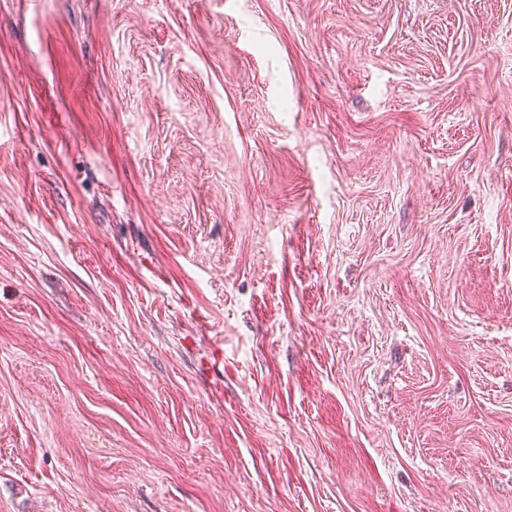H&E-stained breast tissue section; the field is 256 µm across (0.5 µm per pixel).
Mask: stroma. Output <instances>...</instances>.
<instances>
[{
    "instance_id": "obj_1",
    "label": "stroma",
    "mask_w": 512,
    "mask_h": 512,
    "mask_svg": "<svg viewBox=\"0 0 512 512\" xmlns=\"http://www.w3.org/2000/svg\"><path fill=\"white\" fill-rule=\"evenodd\" d=\"M0 512H512V0H0Z\"/></svg>"
}]
</instances>
